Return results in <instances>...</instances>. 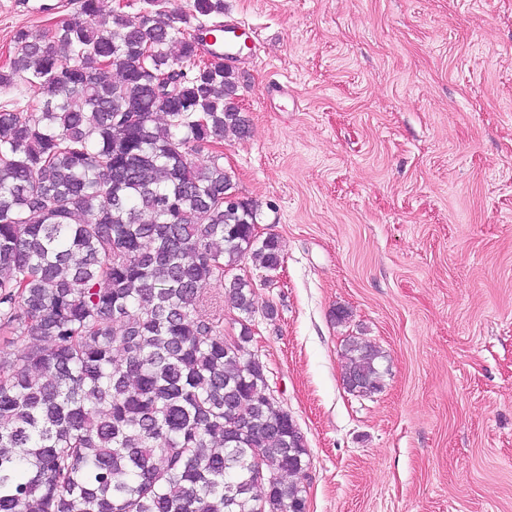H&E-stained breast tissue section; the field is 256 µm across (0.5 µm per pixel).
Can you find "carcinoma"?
I'll return each instance as SVG.
<instances>
[{"label": "carcinoma", "instance_id": "obj_1", "mask_svg": "<svg viewBox=\"0 0 512 512\" xmlns=\"http://www.w3.org/2000/svg\"><path fill=\"white\" fill-rule=\"evenodd\" d=\"M143 3L78 0L96 24L19 30L0 66V512H306V439L246 348L234 270L281 253L253 202L224 200L217 145L250 130L234 70L201 51L224 45V0ZM208 282L238 335L200 316ZM343 358L381 390L380 350Z\"/></svg>", "mask_w": 512, "mask_h": 512}]
</instances>
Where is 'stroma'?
Segmentation results:
<instances>
[{
    "instance_id": "35a3bbf8",
    "label": "stroma",
    "mask_w": 512,
    "mask_h": 512,
    "mask_svg": "<svg viewBox=\"0 0 512 512\" xmlns=\"http://www.w3.org/2000/svg\"><path fill=\"white\" fill-rule=\"evenodd\" d=\"M42 2L0 0V66L75 12ZM223 21L250 133L222 162L282 256L240 263L248 349L306 439L307 512H512V0H224ZM352 337L384 352L380 392L345 388Z\"/></svg>"
}]
</instances>
